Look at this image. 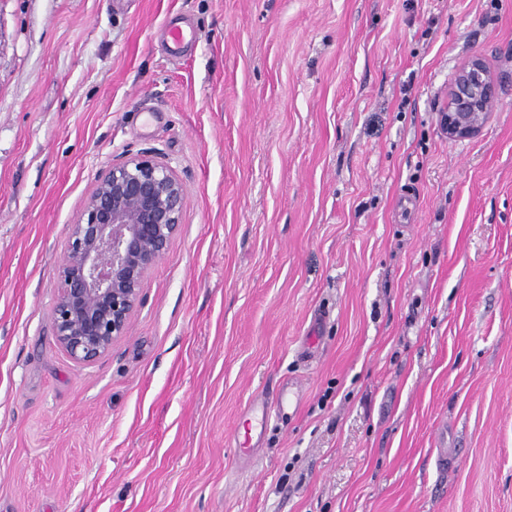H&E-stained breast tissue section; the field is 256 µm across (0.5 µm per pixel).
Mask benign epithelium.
Returning a JSON list of instances; mask_svg holds the SVG:
<instances>
[{"instance_id": "1", "label": "benign epithelium", "mask_w": 512, "mask_h": 512, "mask_svg": "<svg viewBox=\"0 0 512 512\" xmlns=\"http://www.w3.org/2000/svg\"><path fill=\"white\" fill-rule=\"evenodd\" d=\"M497 100V82L475 55L457 71L442 111L448 139L473 136ZM183 186L174 170L137 153L112 164L94 187L66 242L50 322L77 364L106 355L126 335L145 279L178 233Z\"/></svg>"}]
</instances>
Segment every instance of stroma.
Listing matches in <instances>:
<instances>
[{"label":"stroma","mask_w":512,"mask_h":512,"mask_svg":"<svg viewBox=\"0 0 512 512\" xmlns=\"http://www.w3.org/2000/svg\"><path fill=\"white\" fill-rule=\"evenodd\" d=\"M477 54L498 98L451 141ZM145 152L180 231L79 365L69 228ZM0 512H512V0H0ZM497 82L482 57L475 55L457 71L442 111V127L449 140L473 136L497 100Z\"/></svg>","instance_id":"obj_1"}]
</instances>
